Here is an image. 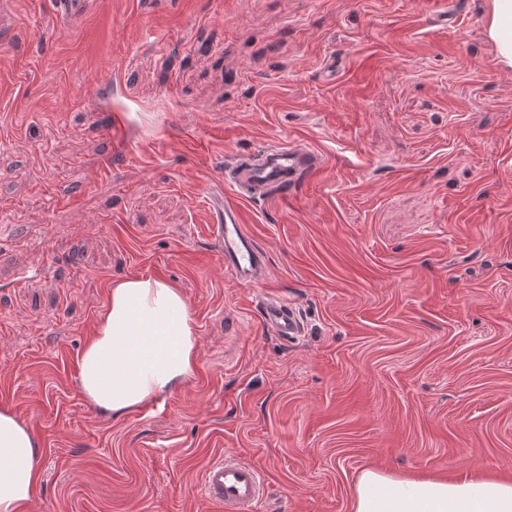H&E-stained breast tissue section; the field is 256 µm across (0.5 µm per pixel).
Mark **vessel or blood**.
Here are the masks:
<instances>
[{
  "instance_id": "1",
  "label": "vessel or blood",
  "mask_w": 512,
  "mask_h": 512,
  "mask_svg": "<svg viewBox=\"0 0 512 512\" xmlns=\"http://www.w3.org/2000/svg\"><path fill=\"white\" fill-rule=\"evenodd\" d=\"M323 162L313 151L296 146L269 145L258 160L239 159L226 168L224 179L255 195L287 191L308 174L321 170ZM215 238L224 258V269L238 283L257 281L265 257L248 232L240 207L224 198L210 202ZM259 312L263 324L281 338L300 335L302 324L293 304L286 298H262ZM266 484L259 468L228 456L210 462L201 484L202 496L220 512H253L265 496Z\"/></svg>"
}]
</instances>
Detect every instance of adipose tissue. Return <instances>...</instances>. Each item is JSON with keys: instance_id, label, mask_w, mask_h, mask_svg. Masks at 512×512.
Instances as JSON below:
<instances>
[{"instance_id": "adipose-tissue-1", "label": "adipose tissue", "mask_w": 512, "mask_h": 512, "mask_svg": "<svg viewBox=\"0 0 512 512\" xmlns=\"http://www.w3.org/2000/svg\"><path fill=\"white\" fill-rule=\"evenodd\" d=\"M487 36L502 67L512 68V0H489ZM196 324L170 283L132 277L116 284L78 360L87 401L120 414L169 393L194 370ZM41 445L30 427L0 407V512H26L41 479ZM351 512H512V479L398 477L364 471Z\"/></svg>"}]
</instances>
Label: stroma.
<instances>
[{
	"mask_svg": "<svg viewBox=\"0 0 512 512\" xmlns=\"http://www.w3.org/2000/svg\"><path fill=\"white\" fill-rule=\"evenodd\" d=\"M487 4L448 0L443 27L428 0H0V407L41 443L28 512H215L225 455L265 472L254 512H350L369 468L512 477V69ZM289 144L324 169L225 185ZM211 195L297 338L225 272ZM131 277L178 288L197 361L105 416L78 358ZM257 154L260 156L257 161L238 159L231 167H226L225 181L253 195L275 190L283 193L323 167L316 153L296 145H269ZM262 323L283 339L300 335L302 324L293 304L288 299L269 295L258 302Z\"/></svg>",
	"mask_w": 512,
	"mask_h": 512,
	"instance_id": "1",
	"label": "stroma"
}]
</instances>
